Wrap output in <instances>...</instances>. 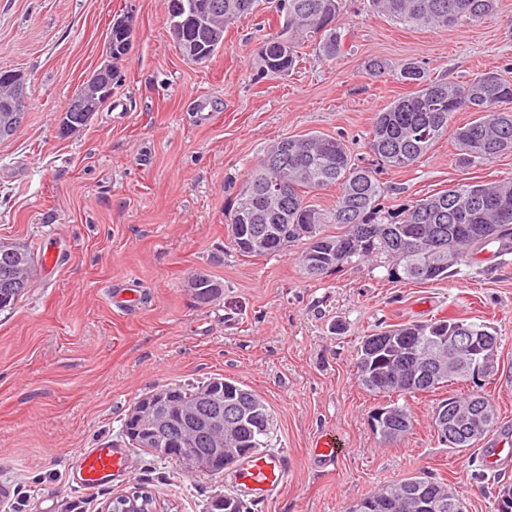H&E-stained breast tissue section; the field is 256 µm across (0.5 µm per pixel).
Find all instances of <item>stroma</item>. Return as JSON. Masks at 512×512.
Wrapping results in <instances>:
<instances>
[{"label": "stroma", "mask_w": 512, "mask_h": 512, "mask_svg": "<svg viewBox=\"0 0 512 512\" xmlns=\"http://www.w3.org/2000/svg\"><path fill=\"white\" fill-rule=\"evenodd\" d=\"M350 31L344 51L324 59L303 47L288 74L260 71L258 48L279 33L258 5L230 25L208 64L183 59L165 24L167 0H0V70L29 86L22 128L0 142V240L61 253L36 267L14 309L0 312V481L13 485L0 512H104L113 497L143 489L156 512H203L209 496L236 490L234 472L190 476L175 464L130 450L126 473L85 489L68 479L83 449L124 443L121 424L140 394L165 384L223 375L269 405L271 450L293 462L282 489L255 512H346L380 487L428 471L456 488L469 512H497L487 478L512 483V463L495 468L483 448L460 455L439 444L432 408L464 383L404 397L412 431L386 441L369 424L380 399L356 377L357 347L380 323L455 316L483 322L499 339L500 372L486 387L495 433L512 427V254L494 247L449 279L388 280L384 268L354 263L307 277L300 246L245 257L227 235L230 202L269 146L311 131L339 136L365 158L373 118L407 92L396 77L366 78L374 58L399 69L424 63L431 77L461 84L498 71L512 81V41L504 26L512 0L478 23L408 27L369 0H341ZM132 28L112 97L77 132L59 116L87 76L106 60L116 19ZM207 97L214 118L196 121L188 96ZM440 140L413 167L383 180L392 203L448 187L512 178V153L468 167ZM204 273L224 286L195 302L190 282ZM135 279L148 303L113 312L109 286ZM336 436L341 456L329 472L309 450Z\"/></svg>", "instance_id": "stroma-1"}]
</instances>
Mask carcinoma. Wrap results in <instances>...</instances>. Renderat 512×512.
I'll list each match as a JSON object with an SVG mask.
<instances>
[{
    "label": "carcinoma",
    "instance_id": "cac0c4a2",
    "mask_svg": "<svg viewBox=\"0 0 512 512\" xmlns=\"http://www.w3.org/2000/svg\"><path fill=\"white\" fill-rule=\"evenodd\" d=\"M258 0H168L165 24L177 39L186 24L194 29L193 40L179 44L189 61L205 54L215 56L224 48V31L250 18ZM373 9L393 21L411 26L446 28L460 21L478 22L497 12L499 0H371ZM282 31L263 42L258 57L262 71L286 74L297 62L298 40H309L328 59L345 47L349 31L340 23V0H279ZM390 69L383 60L372 59L366 74L382 81ZM413 90L376 112L368 136L371 162L352 161L341 139L319 132L284 138L271 145L259 158L235 195L230 228L231 240H252L258 226L268 231L266 247L238 252L245 257L280 254L295 244L303 245L300 262L304 273L318 278L337 272L353 262H374L386 269L393 281H442L469 265L486 246L496 243L497 254H512V179L469 182L452 186L397 207L387 205L389 189L380 180L388 169L415 165L431 146L449 136L457 150L460 166L489 161L512 152V82L495 72L478 73L463 84L433 79L415 62H406L396 73ZM457 112H473L475 118L457 125ZM338 188L336 205L324 210L308 195L327 187ZM337 232L328 233L327 225ZM457 257L448 265V251ZM35 266L31 250L20 261L0 251V273L18 270V279L3 283L0 278V310L12 308L28 288ZM194 288L214 298L222 292L219 283L205 274L194 278ZM485 330L488 325L458 317L442 316L426 322L380 326L364 336L357 350V378L368 391L381 397H406L433 393L469 376L458 356L436 375L433 352L442 337L457 328ZM214 383L209 378L198 384H167L180 401L194 397ZM239 407L258 405L251 416L239 420L240 428L224 423V435L192 431L181 444L194 453L204 448H240L246 455L270 447L272 413L269 405L253 391L232 394ZM455 401L494 411L484 392L475 384ZM396 417L380 433L386 440L410 431L413 417L406 406L389 401ZM432 427L438 441L464 453L484 439L488 431L469 440H453L437 418ZM445 482L426 473L410 475L358 500L362 512H452L448 499L439 497ZM253 504L233 491L209 498L205 512H252Z\"/></svg>",
    "mask_w": 512,
    "mask_h": 512
}]
</instances>
